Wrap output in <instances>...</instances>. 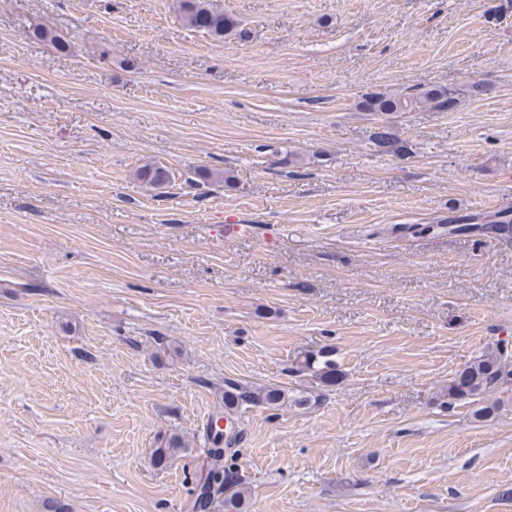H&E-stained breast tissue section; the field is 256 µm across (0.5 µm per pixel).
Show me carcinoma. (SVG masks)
Wrapping results in <instances>:
<instances>
[{
    "mask_svg": "<svg viewBox=\"0 0 512 512\" xmlns=\"http://www.w3.org/2000/svg\"><path fill=\"white\" fill-rule=\"evenodd\" d=\"M178 11L187 25L203 31L215 39L233 38L244 41L249 32L232 14L224 11L218 0H178ZM457 105L456 91L442 85H432L415 95L404 96L387 92H367L357 103L359 110L372 112L378 116L398 112L408 108H422L432 112H448ZM375 145L386 152L401 155L406 145L388 126H380L374 133ZM196 175L204 180L222 179L224 185L232 186L234 176L228 172L214 171L200 166ZM136 179L144 186L157 190L171 181L168 169L156 162H146L135 170ZM470 215L450 216L440 220L448 225V230L456 232H480L493 238L512 234V209L506 207L498 212V220L493 224H475ZM293 373L299 377H311L330 386L339 381L341 371L332 359V350L323 348L300 354L295 360ZM512 383V349L509 341L498 340L487 347L480 356L468 363L448 380V389L444 394L446 405L453 407L457 403L474 406L472 416L476 420L484 418L495 409L493 405L483 404V397L492 394L504 384ZM224 415L235 414L245 405L279 408L288 403L287 393L277 387H259L244 389L229 384L224 389ZM217 420L210 421L206 439L211 448L207 449L202 462V475L196 485V502L213 504L227 491H232L231 499L238 507L244 506V492L238 489V479L233 470L236 459L235 445L239 431H224L215 426ZM185 442L171 436L159 440L154 450L155 464L161 466L185 450Z\"/></svg>",
    "mask_w": 512,
    "mask_h": 512,
    "instance_id": "cac0c4a2",
    "label": "carcinoma"
}]
</instances>
